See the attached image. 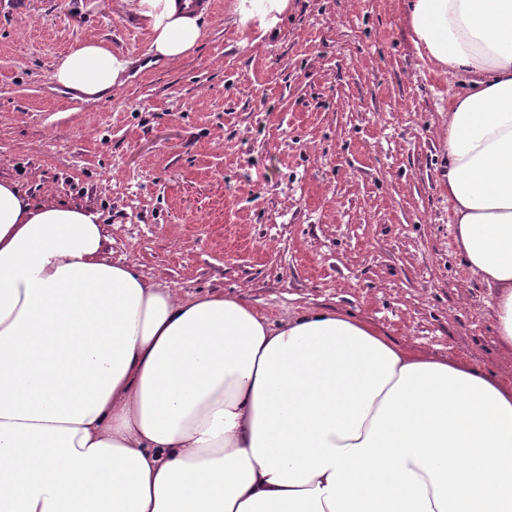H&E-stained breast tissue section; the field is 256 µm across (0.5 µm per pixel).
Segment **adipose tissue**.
<instances>
[{"instance_id":"1","label":"adipose tissue","mask_w":512,"mask_h":512,"mask_svg":"<svg viewBox=\"0 0 512 512\" xmlns=\"http://www.w3.org/2000/svg\"><path fill=\"white\" fill-rule=\"evenodd\" d=\"M149 52L196 50L205 8L133 0ZM290 0H234L278 30ZM442 112L457 253L512 353V0H406ZM131 57L88 39L51 80L95 102ZM0 512H512V380L322 307L272 322L112 262L101 212L0 177Z\"/></svg>"}]
</instances>
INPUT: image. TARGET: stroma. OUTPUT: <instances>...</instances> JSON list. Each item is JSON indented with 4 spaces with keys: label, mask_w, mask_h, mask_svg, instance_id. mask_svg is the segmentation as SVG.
<instances>
[{
    "label": "stroma",
    "mask_w": 512,
    "mask_h": 512,
    "mask_svg": "<svg viewBox=\"0 0 512 512\" xmlns=\"http://www.w3.org/2000/svg\"><path fill=\"white\" fill-rule=\"evenodd\" d=\"M230 3L165 67L124 0H0V177L94 206L113 261L181 295H241L273 322L334 308L512 376L454 250L446 86L403 0H292L257 44ZM92 37L138 65L110 99L73 101L51 73Z\"/></svg>",
    "instance_id": "35a3bbf8"
}]
</instances>
